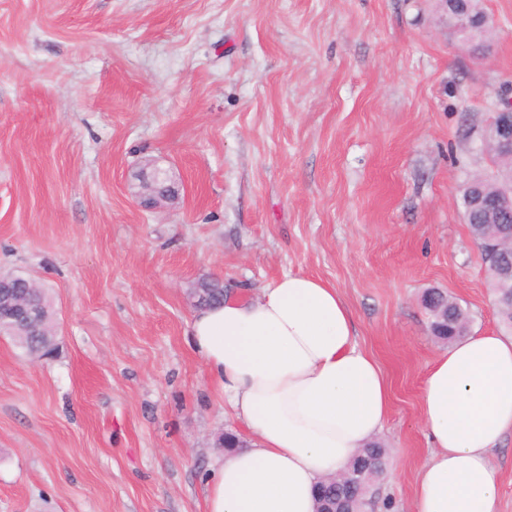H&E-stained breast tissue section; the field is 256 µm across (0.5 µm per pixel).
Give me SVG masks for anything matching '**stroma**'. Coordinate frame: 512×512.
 <instances>
[{
  "mask_svg": "<svg viewBox=\"0 0 512 512\" xmlns=\"http://www.w3.org/2000/svg\"><path fill=\"white\" fill-rule=\"evenodd\" d=\"M484 55L438 0H0V271L48 288L56 355L0 336V512H204L238 431L186 336L189 290L335 286L391 409L382 496L410 512L443 350L432 288L498 334L462 188L512 98V0ZM183 191L145 211L135 174Z\"/></svg>",
  "mask_w": 512,
  "mask_h": 512,
  "instance_id": "stroma-1",
  "label": "stroma"
}]
</instances>
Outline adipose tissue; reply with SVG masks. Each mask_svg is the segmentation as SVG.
I'll use <instances>...</instances> for the list:
<instances>
[{"mask_svg":"<svg viewBox=\"0 0 512 512\" xmlns=\"http://www.w3.org/2000/svg\"><path fill=\"white\" fill-rule=\"evenodd\" d=\"M187 336L250 437L211 467L206 512H315L318 483L376 437L390 409L340 292L287 274L257 299L197 310ZM420 407L433 449L413 512H500L492 457L512 437V336L449 346L428 370Z\"/></svg>","mask_w":512,"mask_h":512,"instance_id":"ef3b65f1","label":"adipose tissue"}]
</instances>
